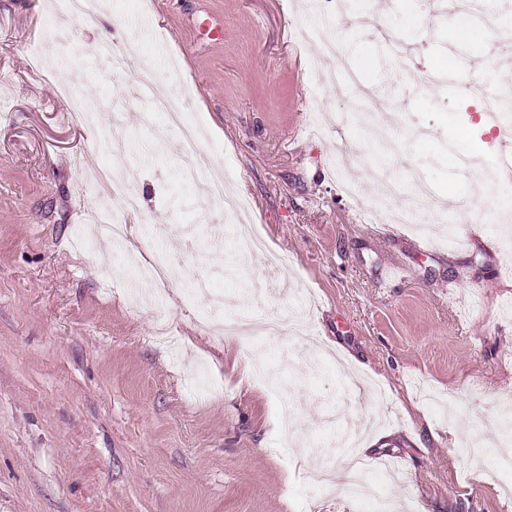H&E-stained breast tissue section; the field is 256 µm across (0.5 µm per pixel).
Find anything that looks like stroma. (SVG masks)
Listing matches in <instances>:
<instances>
[{
	"mask_svg": "<svg viewBox=\"0 0 512 512\" xmlns=\"http://www.w3.org/2000/svg\"><path fill=\"white\" fill-rule=\"evenodd\" d=\"M105 0L104 26L52 15L51 0H0V512H374L312 472L342 471V436L367 435L359 481L404 512H512L499 464L512 406V256L500 225L456 224L465 244L423 242L432 208L475 215L512 206V180L451 165L472 122L500 148L462 84L512 92V13L496 0ZM488 46L462 45L463 23ZM339 60H318L323 38ZM106 41L122 72L96 57ZM374 65L365 70L363 57ZM453 57L452 71L433 73ZM160 87L204 133L198 148L237 188L266 249L245 253L233 218L186 161L178 131L140 100ZM69 81L101 119L77 123ZM71 93V94H72ZM399 142L398 204L419 224L373 211L380 156L361 111ZM139 171L134 244L79 249L88 211L117 201L107 174ZM99 169L96 184L81 182ZM179 261L132 306L128 250ZM306 302L298 334L231 336ZM261 359L259 381L243 369ZM455 38L464 45H485L490 40V29L478 24H464L456 30Z\"/></svg>",
	"mask_w": 512,
	"mask_h": 512,
	"instance_id": "obj_1",
	"label": "stroma"
}]
</instances>
